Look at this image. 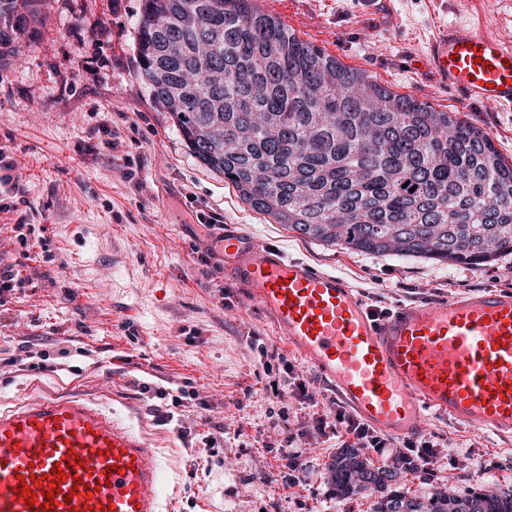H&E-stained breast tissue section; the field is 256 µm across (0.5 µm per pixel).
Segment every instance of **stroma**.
<instances>
[{"label": "stroma", "instance_id": "1", "mask_svg": "<svg viewBox=\"0 0 512 512\" xmlns=\"http://www.w3.org/2000/svg\"><path fill=\"white\" fill-rule=\"evenodd\" d=\"M141 0H48L45 20L22 63L0 69V148L14 157L18 196L36 235L56 256L42 262L11 246L25 281L0 306V407L41 389L77 392L120 413L146 436L181 491L177 512H373L375 495L339 498L328 481L339 448L316 420L333 391L314 366L284 349L314 404L273 398L259 345L282 346L271 321L233 277L217 272L223 298L203 276L209 256L198 215L219 214L259 243L321 272L357 279L401 304H435L439 282L457 295L512 290V254L480 265L354 253L303 240L249 208L223 175L192 153L141 76ZM304 40L364 70L393 93L457 116L489 136L512 162V112L473 104L424 67L442 28L481 21L512 38V0H257ZM120 145L110 149L108 134ZM134 274H127V267ZM39 277H32V270ZM59 356L73 341L94 364L72 357L31 374L5 365L19 337ZM83 365L81 374L71 365ZM191 382L199 405L164 422L136 379ZM288 408V420L277 413ZM215 447L205 437L215 426ZM442 461L408 471L402 483L426 496L446 485L466 492L488 481L512 490V435L499 436L430 415ZM304 451L302 480L275 481L272 451L286 436Z\"/></svg>", "mask_w": 512, "mask_h": 512}]
</instances>
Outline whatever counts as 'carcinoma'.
Listing matches in <instances>:
<instances>
[{"instance_id":"1","label":"carcinoma","mask_w":512,"mask_h":512,"mask_svg":"<svg viewBox=\"0 0 512 512\" xmlns=\"http://www.w3.org/2000/svg\"><path fill=\"white\" fill-rule=\"evenodd\" d=\"M42 0H0V68L42 24ZM141 76L192 152L255 212L303 240L353 252L477 265L512 254V163L453 112L397 95L299 38L256 0H143ZM336 495L374 512H512L481 483L428 497L357 450Z\"/></svg>"}]
</instances>
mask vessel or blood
<instances>
[{
	"label": "vessel or blood",
	"mask_w": 512,
	"mask_h": 512,
	"mask_svg": "<svg viewBox=\"0 0 512 512\" xmlns=\"http://www.w3.org/2000/svg\"><path fill=\"white\" fill-rule=\"evenodd\" d=\"M428 67L479 105L512 111V40L474 24L444 28ZM224 267L364 422L407 440L426 411L512 434V292L487 288L381 317L346 280L227 224ZM63 466L53 512H172L175 493L146 439L81 394H39L0 409V512H27L20 477ZM94 487L78 496L76 482Z\"/></svg>",
	"instance_id": "obj_1"
}]
</instances>
